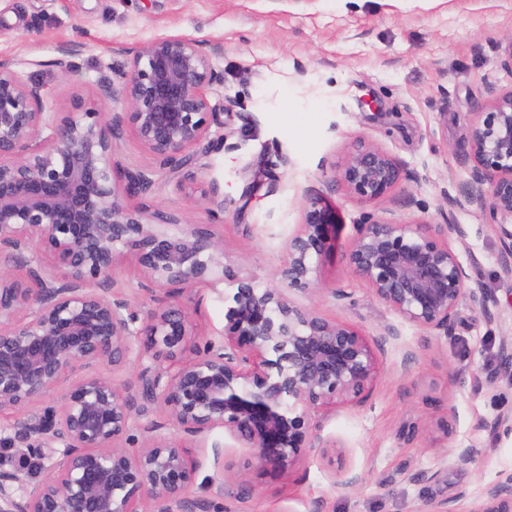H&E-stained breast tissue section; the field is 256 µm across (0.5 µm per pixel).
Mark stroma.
<instances>
[{
  "label": "stroma",
  "instance_id": "1",
  "mask_svg": "<svg viewBox=\"0 0 512 512\" xmlns=\"http://www.w3.org/2000/svg\"><path fill=\"white\" fill-rule=\"evenodd\" d=\"M166 34L220 44L219 76L210 102L223 112L212 135L223 150L197 152V180L177 184L152 154L124 136L116 158L126 169L154 170L150 194L136 204L208 223L199 183L224 191V264L257 284H270L287 260L286 244L307 198L335 205L336 246L323 253L321 295L292 299L323 317L380 340L381 376L359 408L329 413L320 431L339 455L311 452L289 476L262 467L251 449L223 430L224 462L245 474L250 492L212 478L203 462L194 497L226 512H418L423 499L451 500L460 512L500 474L512 472V381L500 374L503 340L512 338V275L485 213L468 202L474 187L466 135L490 91L512 88L503 48L512 39V0H0V57L26 81L43 83L50 112L94 101L117 107L99 83L122 65L124 48ZM67 43L80 46L75 66L53 64ZM388 151L402 166L401 184L374 203L360 202L336 164L357 138ZM395 223L459 224L450 238L461 260L477 258L471 275L493 293L494 319L462 302L450 336H436L387 311L355 275L346 253L363 215ZM232 282L202 286L180 302L202 335L220 340L224 296ZM345 292L342 300L331 289ZM394 335L382 337L383 327ZM503 417L497 431L482 419ZM475 452L459 461L461 449ZM358 475L356 488L334 483Z\"/></svg>",
  "mask_w": 512,
  "mask_h": 512
}]
</instances>
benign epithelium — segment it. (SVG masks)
Here are the masks:
<instances>
[{
    "label": "benign epithelium",
    "mask_w": 512,
    "mask_h": 512,
    "mask_svg": "<svg viewBox=\"0 0 512 512\" xmlns=\"http://www.w3.org/2000/svg\"><path fill=\"white\" fill-rule=\"evenodd\" d=\"M219 51L183 35L124 49L119 81L101 79L123 105L110 118L94 102L51 116L43 86L0 60V447L16 451L14 463H0V512H213L211 502L188 496L198 468L190 449L210 447L216 478L236 485L238 498L247 494L244 474L224 463V446L208 442L213 430L287 476L309 451L336 449L320 437L316 416L360 406L373 392L381 373L374 343L288 295L346 298L316 276L322 253L336 244V211L322 199L304 205L277 272L280 288L224 266V235L214 227L225 199L216 182L201 190L212 224L129 203L152 190L155 171L114 165L124 133L172 174L197 160L202 143L224 146L226 135L210 138L217 113L209 93L219 81L211 57ZM468 143L481 186L470 202L488 212L503 257L512 259V89L478 106ZM339 175L371 203L401 183L403 169L381 146L359 140ZM357 227L349 266L387 310L445 336L465 300L492 318L495 298L469 274L477 259L464 265L448 242L464 236L460 225L367 215ZM129 245L147 291L166 298L146 312L115 278ZM226 280L236 291L223 339L201 346L179 298ZM100 363L133 368L136 383L74 377ZM69 378L60 401L45 404ZM152 409L164 420L144 428L134 453L125 443ZM34 462L46 471L40 480ZM466 512H512V473Z\"/></svg>",
    "instance_id": "obj_1"
}]
</instances>
